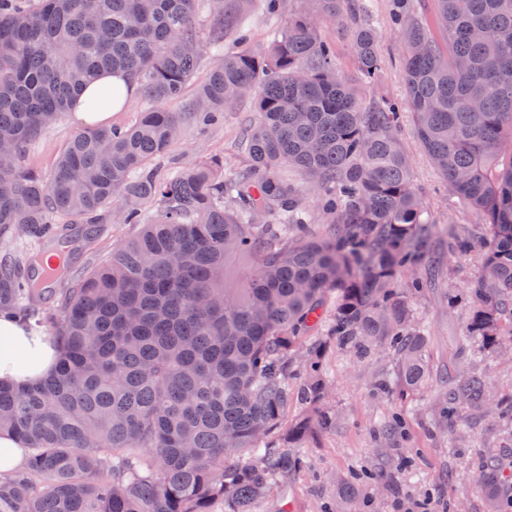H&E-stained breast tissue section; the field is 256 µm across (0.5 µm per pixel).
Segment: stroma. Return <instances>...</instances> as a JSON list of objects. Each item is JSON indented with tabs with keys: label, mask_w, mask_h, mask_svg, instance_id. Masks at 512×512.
Instances as JSON below:
<instances>
[{
	"label": "stroma",
	"mask_w": 512,
	"mask_h": 512,
	"mask_svg": "<svg viewBox=\"0 0 512 512\" xmlns=\"http://www.w3.org/2000/svg\"><path fill=\"white\" fill-rule=\"evenodd\" d=\"M362 15L378 33L382 69L374 81H365L352 46L349 23L324 20L319 32L336 47L340 74L358 87L370 101L404 103L406 85L402 66L403 45L388 15L390 0H360ZM188 83L183 100L169 109L182 113L184 131L168 154L157 164L165 173L211 155L224 158V174L231 177L251 169L253 161L241 144L245 129L256 118L253 100H245L224 113L221 124L205 129L187 116L188 102L195 93ZM79 125L64 115L54 126L32 140L25 152L24 169L48 174L67 141L78 133ZM397 135L409 159L417 185L422 191L426 214L440 232L430 242L440 255L431 284L413 297L417 321L430 339L426 352L429 377L416 389L403 387L395 358L379 349L358 362L336 346L322 356L327 383V404L337 414L334 430L310 439L299 451V468L279 477L267 496L257 501L253 512H328L337 489L354 481L364 512H398L406 503L411 512H421L429 503L432 512H487L483 494L474 485L482 456L512 448V429L498 417L486 416L469 425L449 427L441 412L448 398V370L477 368L490 377L496 397H512V358L496 351L462 350L459 338L470 316L472 303L464 288L480 272L481 251L461 257L448 246V232L482 223V216L455 196L432 165L417 137L411 112H404ZM136 224L103 225L97 237L81 243L73 255V270L82 273L94 263L109 258L115 245L135 236ZM389 377L393 392L377 393V379ZM405 419V433L390 444H381L377 430L391 413ZM355 482V481H354Z\"/></svg>",
	"instance_id": "obj_1"
}]
</instances>
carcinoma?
<instances>
[{"instance_id": "carcinoma-1", "label": "carcinoma", "mask_w": 512, "mask_h": 512, "mask_svg": "<svg viewBox=\"0 0 512 512\" xmlns=\"http://www.w3.org/2000/svg\"><path fill=\"white\" fill-rule=\"evenodd\" d=\"M198 0H0V238L57 243L20 264L0 257V310L35 318L62 347L58 369L24 388L0 384V431L30 449L0 478V512H252L273 482L301 464L298 448L333 428L324 406L329 342L360 358L390 350L407 387L428 376L427 337L414 324L417 276L432 266L436 225L397 137L399 107L365 103L339 74L333 48L306 10L265 48L248 45L240 15L251 0H206L209 39L193 26ZM353 23L362 74L382 68L377 32L358 0H317ZM407 104L416 134L448 188L482 214L471 233H449L460 255L480 244L481 273L468 343L512 355V0H436L438 42L408 0H393ZM232 48L224 50V43ZM217 49L189 102L209 122L254 96L247 134L254 168L224 177L214 155L161 178L151 161L181 133L165 105L183 97L203 49ZM109 72L141 84L150 106L126 127L74 135L49 176L22 168L28 142L56 123ZM313 178L326 237L288 170ZM109 260L70 273L69 257L94 230L143 224ZM247 259L244 278L229 266ZM66 284L53 308L46 281ZM448 425L485 416L492 382L448 372ZM302 415L286 428L288 406ZM393 414L379 435L404 430ZM495 457L476 486L490 512L509 496Z\"/></svg>"}]
</instances>
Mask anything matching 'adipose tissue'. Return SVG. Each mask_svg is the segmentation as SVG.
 Wrapping results in <instances>:
<instances>
[{"mask_svg": "<svg viewBox=\"0 0 512 512\" xmlns=\"http://www.w3.org/2000/svg\"><path fill=\"white\" fill-rule=\"evenodd\" d=\"M135 87L127 78L105 76L89 85L73 114L77 124L87 126L111 119L132 97ZM61 357L56 342L0 313V381L29 383L49 374Z\"/></svg>", "mask_w": 512, "mask_h": 512, "instance_id": "1", "label": "adipose tissue"}]
</instances>
